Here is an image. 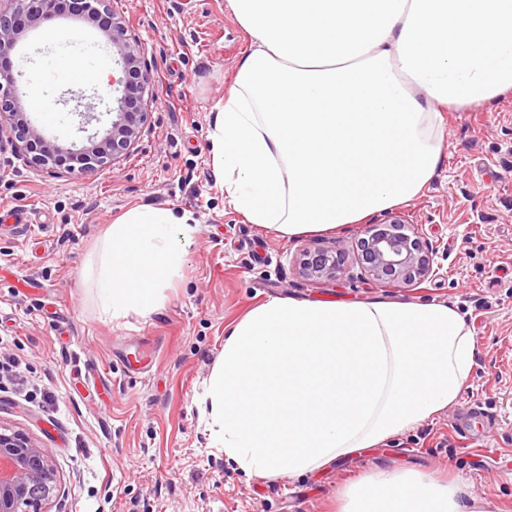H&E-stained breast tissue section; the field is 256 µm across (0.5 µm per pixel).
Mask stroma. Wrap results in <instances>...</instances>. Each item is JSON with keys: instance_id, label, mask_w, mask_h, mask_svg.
Wrapping results in <instances>:
<instances>
[{"instance_id": "35a3bbf8", "label": "stroma", "mask_w": 512, "mask_h": 512, "mask_svg": "<svg viewBox=\"0 0 512 512\" xmlns=\"http://www.w3.org/2000/svg\"><path fill=\"white\" fill-rule=\"evenodd\" d=\"M152 62L149 119L130 153L88 174L50 175L21 151H0V210L30 225H0V358L27 390L0 380V424L52 449L63 494L50 512H337L345 483L378 469L462 479L512 512V94L445 113L441 165L392 214L417 226L438 273L381 285L356 263L363 227L288 239L248 223L224 200L211 160L214 107L248 37L226 0H108ZM22 40L27 70L66 52L105 51L91 23L54 19ZM69 88L44 83L32 122L59 144L80 142ZM137 205L187 211L198 230L156 309L105 314L83 273L110 224ZM344 251L337 281L302 278L304 248ZM384 296L456 305L477 341L458 404L385 443L294 477L245 475L211 446L202 399L224 355V333L272 298L350 301ZM496 420L488 443L453 427L466 401Z\"/></svg>"}]
</instances>
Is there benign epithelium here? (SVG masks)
Returning a JSON list of instances; mask_svg holds the SVG:
<instances>
[{
	"mask_svg": "<svg viewBox=\"0 0 512 512\" xmlns=\"http://www.w3.org/2000/svg\"><path fill=\"white\" fill-rule=\"evenodd\" d=\"M83 12L97 22L99 30L116 50L115 63L122 76L111 82L115 95L112 126L99 135L86 137V144L62 148L47 139L17 109L13 85L21 59L14 53L23 35L35 22L51 20L62 8ZM150 63L139 37L125 19L111 11L107 0H0V117L10 119L7 142L21 147L30 163L53 174L88 173L115 164L127 155L148 120L147 96ZM0 129V148L3 147ZM357 259L379 283L412 284L435 273L425 254L421 237L398 219L370 224L356 245ZM299 273L309 279H339L344 268L337 248H307ZM59 494V483L51 450L37 444L28 434L0 426V512H47L45 506Z\"/></svg>",
	"mask_w": 512,
	"mask_h": 512,
	"instance_id": "1",
	"label": "benign epithelium"
}]
</instances>
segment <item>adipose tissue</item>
<instances>
[{
	"label": "adipose tissue",
	"instance_id": "obj_1",
	"mask_svg": "<svg viewBox=\"0 0 512 512\" xmlns=\"http://www.w3.org/2000/svg\"><path fill=\"white\" fill-rule=\"evenodd\" d=\"M249 47L215 106L228 205L281 236L338 232L433 180L442 111L512 92V0H227ZM60 84L106 89L102 56L54 61ZM197 227L140 206L94 269L104 313L151 312ZM477 343L452 304L273 298L224 338L204 393L214 447L262 479L319 470L430 419L460 396ZM340 512H483L415 470L347 485Z\"/></svg>",
	"mask_w": 512,
	"mask_h": 512
}]
</instances>
